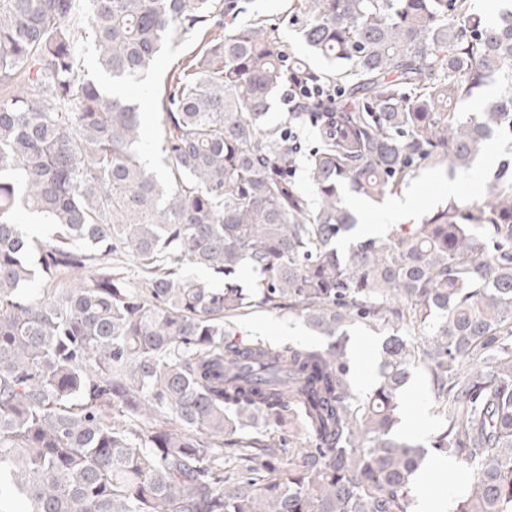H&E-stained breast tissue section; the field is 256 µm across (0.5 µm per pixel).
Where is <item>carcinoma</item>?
Listing matches in <instances>:
<instances>
[{
	"label": "carcinoma",
	"instance_id": "cac0c4a2",
	"mask_svg": "<svg viewBox=\"0 0 512 512\" xmlns=\"http://www.w3.org/2000/svg\"><path fill=\"white\" fill-rule=\"evenodd\" d=\"M251 2L0 0V512H412L430 447L470 473L456 512H512V160L485 199L383 239H353L346 203L512 145V0L492 19L473 0H286L326 68L267 17L236 23ZM177 36L198 48L156 94L160 177L126 87ZM290 85L336 93L266 127ZM33 215L55 232L28 236ZM258 308L327 344L239 339ZM354 322L384 336L364 398ZM420 368L444 421L427 446L395 432Z\"/></svg>",
	"mask_w": 512,
	"mask_h": 512
}]
</instances>
